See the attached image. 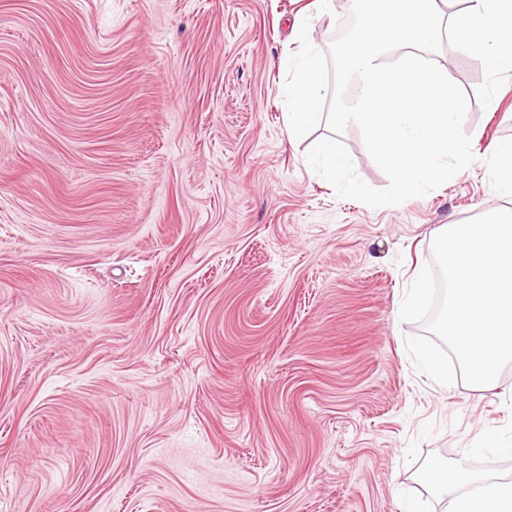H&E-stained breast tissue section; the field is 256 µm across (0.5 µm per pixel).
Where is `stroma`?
<instances>
[{"label": "stroma", "mask_w": 512, "mask_h": 512, "mask_svg": "<svg viewBox=\"0 0 512 512\" xmlns=\"http://www.w3.org/2000/svg\"><path fill=\"white\" fill-rule=\"evenodd\" d=\"M317 0H0V512H445L442 463L512 479V366L439 388L402 290L443 226L512 206L486 179L512 80L433 54L469 93L476 160L393 207L339 198L288 141Z\"/></svg>", "instance_id": "stroma-1"}]
</instances>
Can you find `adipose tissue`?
<instances>
[{
  "label": "adipose tissue",
  "mask_w": 512,
  "mask_h": 512,
  "mask_svg": "<svg viewBox=\"0 0 512 512\" xmlns=\"http://www.w3.org/2000/svg\"><path fill=\"white\" fill-rule=\"evenodd\" d=\"M422 480L447 499V512H512L511 479L488 481L467 470L437 468Z\"/></svg>",
  "instance_id": "ef3b65f1"
}]
</instances>
